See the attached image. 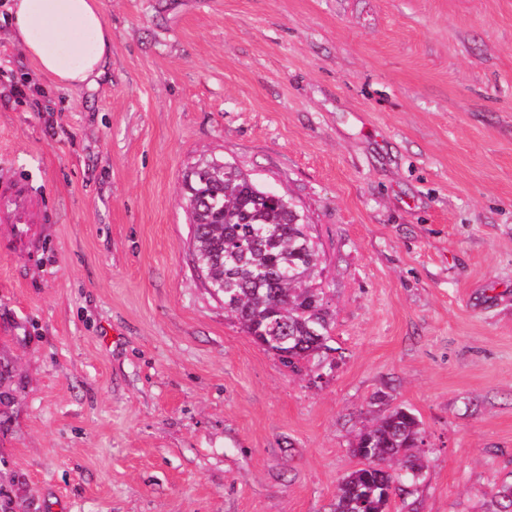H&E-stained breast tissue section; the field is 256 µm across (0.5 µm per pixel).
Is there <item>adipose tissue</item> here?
<instances>
[{
    "label": "adipose tissue",
    "mask_w": 512,
    "mask_h": 512,
    "mask_svg": "<svg viewBox=\"0 0 512 512\" xmlns=\"http://www.w3.org/2000/svg\"><path fill=\"white\" fill-rule=\"evenodd\" d=\"M9 38L51 80L96 85L112 54V33L97 0H10Z\"/></svg>",
    "instance_id": "adipose-tissue-1"
}]
</instances>
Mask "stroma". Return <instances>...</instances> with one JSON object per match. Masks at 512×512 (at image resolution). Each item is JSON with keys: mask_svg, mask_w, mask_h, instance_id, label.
<instances>
[{"mask_svg": "<svg viewBox=\"0 0 512 512\" xmlns=\"http://www.w3.org/2000/svg\"><path fill=\"white\" fill-rule=\"evenodd\" d=\"M109 68L40 74L0 21V512H331L402 405L391 512L512 484V0H100ZM31 82L44 97L15 101ZM238 167L319 246L336 365L294 373L194 271L185 179ZM43 211V199L31 191L25 179L15 177L0 183L1 224H39ZM425 438L420 420L403 407L360 428L351 451L364 461L363 467L341 479L332 511L390 512V499L407 493L405 483L419 480L426 467L420 452Z\"/></svg>", "mask_w": 512, "mask_h": 512, "instance_id": "1", "label": "stroma"}]
</instances>
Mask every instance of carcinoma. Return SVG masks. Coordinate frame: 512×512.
I'll return each mask as SVG.
<instances>
[{
    "mask_svg": "<svg viewBox=\"0 0 512 512\" xmlns=\"http://www.w3.org/2000/svg\"><path fill=\"white\" fill-rule=\"evenodd\" d=\"M185 198L196 270L241 329L286 367H319L333 351L326 291L313 284L318 245L292 200L217 159L194 167ZM425 430L395 407L359 429L352 453L363 467L339 482L332 512H390L425 468Z\"/></svg>",
    "mask_w": 512,
    "mask_h": 512,
    "instance_id": "obj_1",
    "label": "carcinoma"
}]
</instances>
